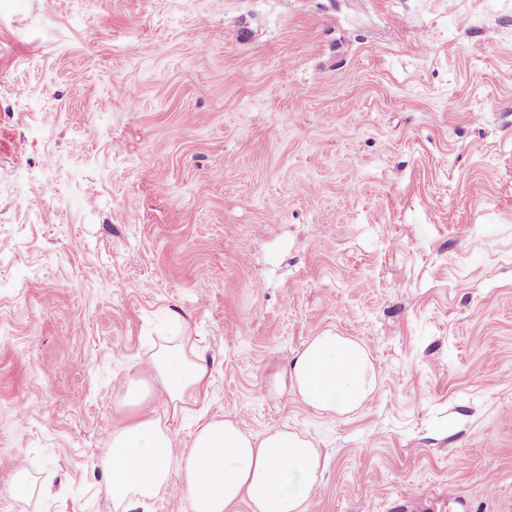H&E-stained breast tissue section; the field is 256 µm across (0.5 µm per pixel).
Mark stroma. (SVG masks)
<instances>
[{
    "mask_svg": "<svg viewBox=\"0 0 512 512\" xmlns=\"http://www.w3.org/2000/svg\"><path fill=\"white\" fill-rule=\"evenodd\" d=\"M356 340L369 407L282 383ZM308 440L307 512H512V0H0V512H115L119 381ZM153 377L148 391L166 403H179L196 398L207 386L208 365L197 352L186 351L181 341H169L152 359Z\"/></svg>",
    "mask_w": 512,
    "mask_h": 512,
    "instance_id": "obj_1",
    "label": "stroma"
}]
</instances>
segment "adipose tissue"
Here are the masks:
<instances>
[{"instance_id": "obj_1", "label": "adipose tissue", "mask_w": 512, "mask_h": 512, "mask_svg": "<svg viewBox=\"0 0 512 512\" xmlns=\"http://www.w3.org/2000/svg\"><path fill=\"white\" fill-rule=\"evenodd\" d=\"M149 393L176 405L207 386L208 366L182 342L161 346L152 359ZM290 380L310 407L343 414L371 401L375 370L351 338L332 332L313 336L294 357ZM166 426L147 410L115 428L102 468L111 473L105 491L121 512H134L160 489L185 491L193 512H232L247 499L251 512H306L321 473L312 445L283 429L255 439L231 421L211 420L194 434L188 453L175 457Z\"/></svg>"}]
</instances>
